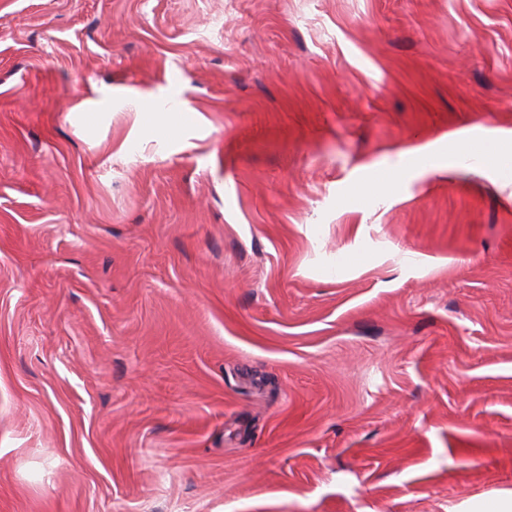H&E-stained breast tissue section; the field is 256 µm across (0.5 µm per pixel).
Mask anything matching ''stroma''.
I'll list each match as a JSON object with an SVG mask.
<instances>
[{
    "label": "stroma",
    "mask_w": 512,
    "mask_h": 512,
    "mask_svg": "<svg viewBox=\"0 0 512 512\" xmlns=\"http://www.w3.org/2000/svg\"><path fill=\"white\" fill-rule=\"evenodd\" d=\"M501 131L512 0H0V512L512 492Z\"/></svg>",
    "instance_id": "35a3bbf8"
}]
</instances>
